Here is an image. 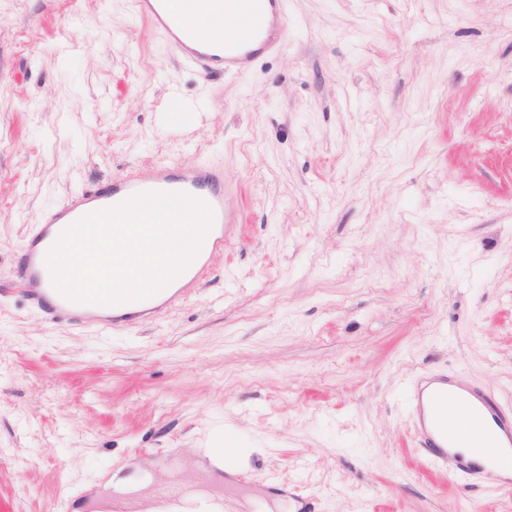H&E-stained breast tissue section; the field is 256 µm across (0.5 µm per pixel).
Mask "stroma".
Returning <instances> with one entry per match:
<instances>
[{"label":"stroma","mask_w":512,"mask_h":512,"mask_svg":"<svg viewBox=\"0 0 512 512\" xmlns=\"http://www.w3.org/2000/svg\"><path fill=\"white\" fill-rule=\"evenodd\" d=\"M131 2L0 0V512H104L115 475L248 512H512L421 457L404 397L445 372L512 406V0H287L237 76ZM169 161L218 170L236 218L189 297L108 335L33 308L48 214ZM223 450L237 482L204 470Z\"/></svg>","instance_id":"stroma-1"}]
</instances>
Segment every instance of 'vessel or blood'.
Returning a JSON list of instances; mask_svg holds the SVG:
<instances>
[{"label":"vessel or blood","instance_id":"obj_1","mask_svg":"<svg viewBox=\"0 0 512 512\" xmlns=\"http://www.w3.org/2000/svg\"><path fill=\"white\" fill-rule=\"evenodd\" d=\"M136 16L145 19L166 42L173 55L189 67L205 72L239 75L248 71L256 58L283 43L286 36V0H134ZM223 31L221 44L209 42L202 26ZM221 175L206 166L185 169L172 163L153 170L133 172L94 193H80L53 210L23 247L24 264L19 277L25 294L37 308L67 316L76 323L96 325L109 333L122 327L119 319L96 314L95 304L76 302L52 290L47 251L40 242L51 230L67 226L98 211L119 206L146 192H181L206 203L213 222L197 253L208 260L224 249V227L235 218L224 208ZM200 267L189 266L158 294L159 305L148 306L144 317L152 318L183 299L193 288ZM414 421L419 449L434 467L448 474L465 473L478 478L498 471L510 472L505 482L512 487V408L502 407L488 393L464 386L454 378L433 375L417 378L405 389ZM456 399L472 413L469 430H462L448 408ZM469 443L473 458L459 454L461 443Z\"/></svg>","mask_w":512,"mask_h":512}]
</instances>
